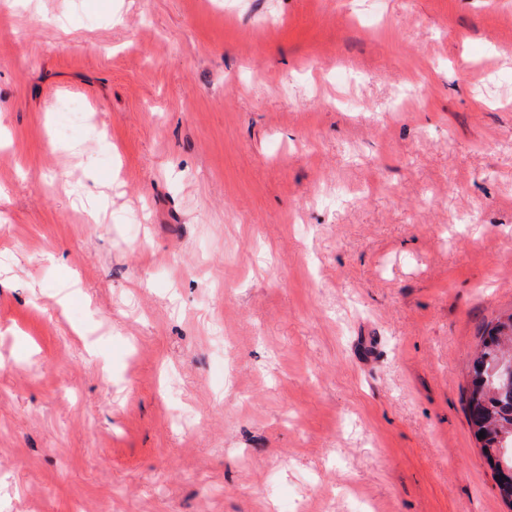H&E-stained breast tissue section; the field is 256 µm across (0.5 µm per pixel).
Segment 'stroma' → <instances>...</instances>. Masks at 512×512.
Masks as SVG:
<instances>
[{"mask_svg": "<svg viewBox=\"0 0 512 512\" xmlns=\"http://www.w3.org/2000/svg\"><path fill=\"white\" fill-rule=\"evenodd\" d=\"M510 312L512 0H0V512H512ZM512 363V313L499 318L481 336L470 368L467 413L475 438L494 470L499 494L512 507V482L502 480L504 470L512 471V381L489 373L498 364ZM485 438H478L479 432ZM499 448H505L501 453Z\"/></svg>", "mask_w": 512, "mask_h": 512, "instance_id": "obj_1", "label": "stroma"}]
</instances>
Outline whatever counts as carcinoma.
Wrapping results in <instances>:
<instances>
[{
    "label": "carcinoma",
    "instance_id": "carcinoma-1",
    "mask_svg": "<svg viewBox=\"0 0 512 512\" xmlns=\"http://www.w3.org/2000/svg\"><path fill=\"white\" fill-rule=\"evenodd\" d=\"M512 363V313L499 318L481 336L470 368L467 413L473 434L494 470L499 494L512 507V483L502 473L512 470V382L489 373L498 364ZM485 432L480 437L479 432Z\"/></svg>",
    "mask_w": 512,
    "mask_h": 512
}]
</instances>
